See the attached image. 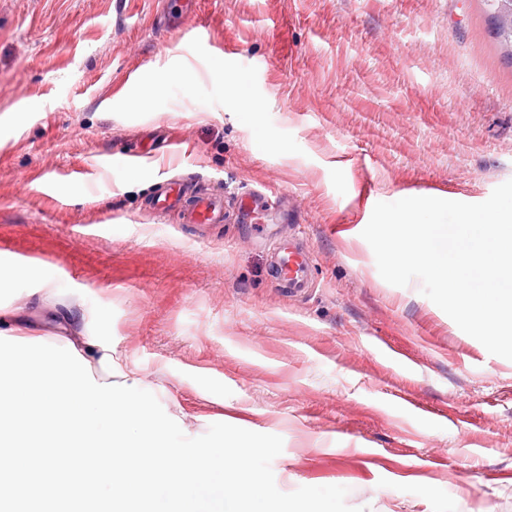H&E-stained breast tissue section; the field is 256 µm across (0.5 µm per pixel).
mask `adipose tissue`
<instances>
[{
    "instance_id": "ef3b65f1",
    "label": "adipose tissue",
    "mask_w": 512,
    "mask_h": 512,
    "mask_svg": "<svg viewBox=\"0 0 512 512\" xmlns=\"http://www.w3.org/2000/svg\"><path fill=\"white\" fill-rule=\"evenodd\" d=\"M56 318L60 329L66 334L67 342L74 344L92 369L108 375L121 370L122 364L116 358L111 342L97 335L88 315H79L72 309L64 308L57 312Z\"/></svg>"
}]
</instances>
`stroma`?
I'll list each match as a JSON object with an SVG mask.
<instances>
[{
    "label": "stroma",
    "instance_id": "stroma-1",
    "mask_svg": "<svg viewBox=\"0 0 512 512\" xmlns=\"http://www.w3.org/2000/svg\"><path fill=\"white\" fill-rule=\"evenodd\" d=\"M163 8L0 0V303L54 346L60 303L94 313L186 436H280L282 492L512 512V360L420 280L384 281L361 236L377 203H480L512 179V62L482 0H198L162 26ZM147 79L159 93L122 110ZM130 148L149 154L119 163ZM173 178L228 206L287 197L292 220L181 223L147 206ZM294 237L313 256L299 297L270 267Z\"/></svg>",
    "mask_w": 512,
    "mask_h": 512
}]
</instances>
